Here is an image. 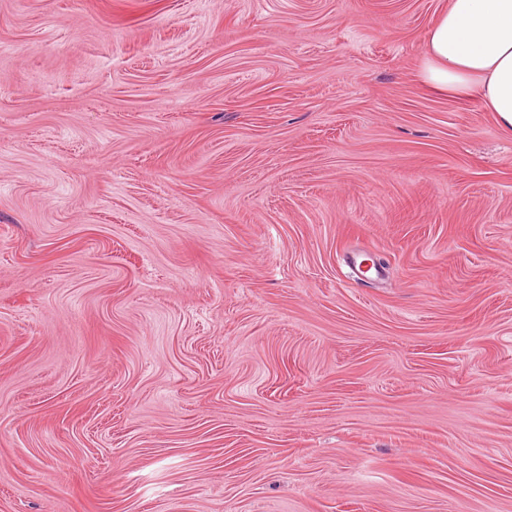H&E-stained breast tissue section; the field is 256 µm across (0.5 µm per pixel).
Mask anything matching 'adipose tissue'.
Instances as JSON below:
<instances>
[{
    "instance_id": "ef3b65f1",
    "label": "adipose tissue",
    "mask_w": 512,
    "mask_h": 512,
    "mask_svg": "<svg viewBox=\"0 0 512 512\" xmlns=\"http://www.w3.org/2000/svg\"><path fill=\"white\" fill-rule=\"evenodd\" d=\"M416 78L442 96L478 98L512 133V0H448L427 31Z\"/></svg>"
}]
</instances>
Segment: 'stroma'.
Masks as SVG:
<instances>
[{
  "mask_svg": "<svg viewBox=\"0 0 512 512\" xmlns=\"http://www.w3.org/2000/svg\"><path fill=\"white\" fill-rule=\"evenodd\" d=\"M444 4L0 0V512H512V133L416 81Z\"/></svg>",
  "mask_w": 512,
  "mask_h": 512,
  "instance_id": "35a3bbf8",
  "label": "stroma"
}]
</instances>
